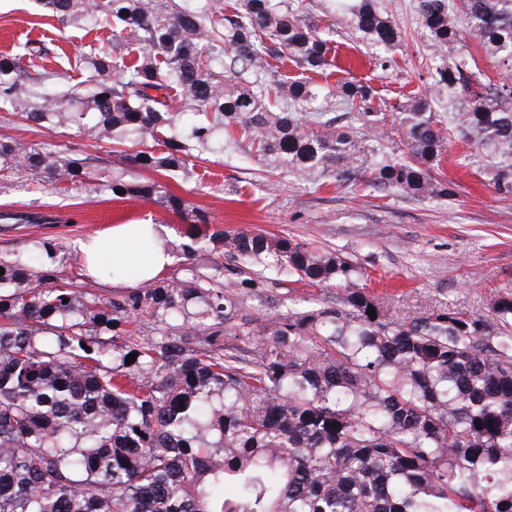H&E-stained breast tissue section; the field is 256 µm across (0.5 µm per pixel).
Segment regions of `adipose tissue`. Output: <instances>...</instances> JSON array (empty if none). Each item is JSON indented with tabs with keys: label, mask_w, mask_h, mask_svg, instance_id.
I'll return each mask as SVG.
<instances>
[{
	"label": "adipose tissue",
	"mask_w": 512,
	"mask_h": 512,
	"mask_svg": "<svg viewBox=\"0 0 512 512\" xmlns=\"http://www.w3.org/2000/svg\"><path fill=\"white\" fill-rule=\"evenodd\" d=\"M168 238V229L160 224H115L78 241L76 250L87 276H101L112 266L119 270L111 279L112 286L129 288L169 267L171 256L164 250Z\"/></svg>",
	"instance_id": "adipose-tissue-1"
}]
</instances>
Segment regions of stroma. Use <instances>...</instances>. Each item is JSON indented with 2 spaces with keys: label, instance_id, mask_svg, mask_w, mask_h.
Returning a JSON list of instances; mask_svg holds the SVG:
<instances>
[{
  "label": "stroma",
  "instance_id": "stroma-1",
  "mask_svg": "<svg viewBox=\"0 0 512 512\" xmlns=\"http://www.w3.org/2000/svg\"><path fill=\"white\" fill-rule=\"evenodd\" d=\"M337 0H302L307 24L330 30L337 67L333 80L355 79L377 89L383 111H395L401 95L429 93L437 111L448 109V97L431 83L428 40L420 26L416 0H382L384 11L405 35L388 54L367 46L336 9ZM22 39L42 40L55 48L45 59L49 68L65 65L85 45L108 44V25L61 26L43 16L36 0H0V54ZM391 64L380 68V56ZM48 141L83 154H99L86 132L30 130L18 118L0 119V136ZM464 152L454 142L442 172L454 191L448 201L415 200L396 194L356 192L328 183L315 188L281 175L271 186L260 178L265 165L248 150L214 149L198 161L193 179L170 180L171 191L189 209L203 210L213 224L270 237L288 236L314 247L351 256L371 273V290L386 293L389 312L410 319L451 306L483 313L499 290L512 289V201L497 200L485 186L478 164L460 165ZM28 212L55 216L52 224L0 223V254L43 240L61 245L67 256L63 278L75 289L94 283L81 273L76 240L113 224H162L170 231L175 256L166 278L182 277L180 245L187 240L189 220L155 200L112 197L95 185L76 184L60 190L38 177L0 171V214ZM261 300H250L256 324L288 309H309L329 300V290L303 283L264 286Z\"/></svg>",
  "mask_w": 512,
  "mask_h": 512
}]
</instances>
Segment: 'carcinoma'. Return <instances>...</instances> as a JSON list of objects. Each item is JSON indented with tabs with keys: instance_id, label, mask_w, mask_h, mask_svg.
I'll return each instance as SVG.
<instances>
[{
	"instance_id": "cac0c4a2",
	"label": "carcinoma",
	"mask_w": 512,
	"mask_h": 512,
	"mask_svg": "<svg viewBox=\"0 0 512 512\" xmlns=\"http://www.w3.org/2000/svg\"><path fill=\"white\" fill-rule=\"evenodd\" d=\"M39 5L64 26L105 21L112 45L59 70L36 63L43 41L18 43L0 55V112L130 147L129 177L97 155L1 137L0 168L179 212L165 178L187 173L222 128L248 139L271 176L446 199L440 168L456 129L496 198L512 200V83H474L464 44L512 70V0H417L446 115L427 95L383 112L367 83L311 81L333 66L331 39L291 0ZM349 22L371 46L403 41L379 0H353ZM289 62L304 76L275 79ZM70 69L86 85L60 93ZM175 96L200 120L185 123ZM332 99L355 105V125H336ZM191 223L183 254L219 259L112 297L64 283L50 242L0 256V512H512V289L483 314L448 306L395 320L349 256L224 230L198 211ZM270 280L336 292L255 327L247 297ZM145 321L153 336L142 338Z\"/></svg>"
}]
</instances>
